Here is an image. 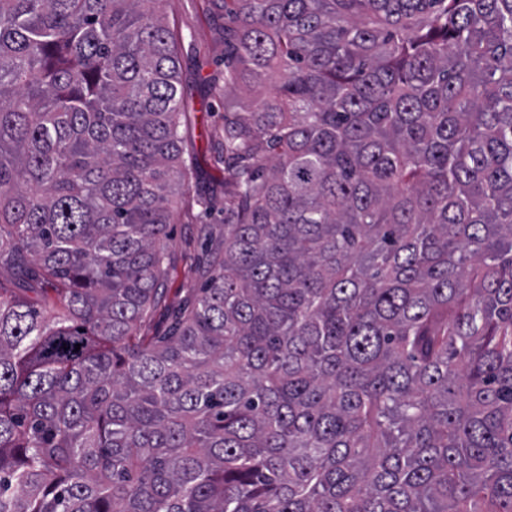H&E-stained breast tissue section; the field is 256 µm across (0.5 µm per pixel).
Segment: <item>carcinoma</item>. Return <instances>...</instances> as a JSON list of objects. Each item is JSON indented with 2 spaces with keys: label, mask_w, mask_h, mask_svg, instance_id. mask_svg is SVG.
Segmentation results:
<instances>
[{
  "label": "carcinoma",
  "mask_w": 512,
  "mask_h": 512,
  "mask_svg": "<svg viewBox=\"0 0 512 512\" xmlns=\"http://www.w3.org/2000/svg\"><path fill=\"white\" fill-rule=\"evenodd\" d=\"M161 2L0 0V512H512V0H224L178 306Z\"/></svg>",
  "instance_id": "obj_1"
}]
</instances>
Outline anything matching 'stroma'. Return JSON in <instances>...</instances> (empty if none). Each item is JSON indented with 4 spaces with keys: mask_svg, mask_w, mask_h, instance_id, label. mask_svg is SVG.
I'll list each match as a JSON object with an SVG mask.
<instances>
[{
    "mask_svg": "<svg viewBox=\"0 0 512 512\" xmlns=\"http://www.w3.org/2000/svg\"><path fill=\"white\" fill-rule=\"evenodd\" d=\"M210 0H163L162 11L168 27L181 35L179 61L184 87L193 99L188 121L181 127L186 154L195 156L198 173L185 186L187 202L179 208L170 227L168 273L165 286L170 302L183 303L193 298L203 281L196 268L204 258L203 239L224 236V213L215 207L203 215L197 198L217 194L224 180L222 170L214 168L206 156L205 134L210 127L224 124V31L209 16ZM208 81L217 93L208 98L196 95L199 81Z\"/></svg>",
    "mask_w": 512,
    "mask_h": 512,
    "instance_id": "stroma-1",
    "label": "stroma"
}]
</instances>
